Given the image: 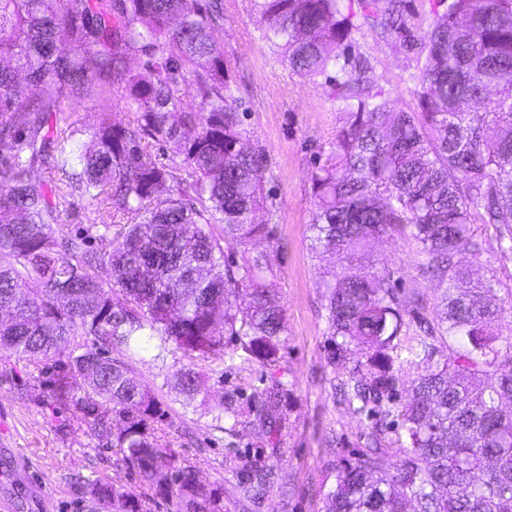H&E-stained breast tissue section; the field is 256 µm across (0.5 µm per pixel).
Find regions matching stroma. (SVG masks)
Masks as SVG:
<instances>
[{
    "label": "stroma",
    "instance_id": "obj_1",
    "mask_svg": "<svg viewBox=\"0 0 512 512\" xmlns=\"http://www.w3.org/2000/svg\"><path fill=\"white\" fill-rule=\"evenodd\" d=\"M224 28L219 38L231 81L236 86L242 128L252 146L263 149L267 171L265 189L277 202L275 213L258 211L255 221L267 225L268 237L249 242L229 241L224 253L235 260L264 255L269 266L265 285L284 310L285 332L279 359L272 366L257 363L233 370L223 385H212L208 406L187 400L166 385V376L180 369V353L165 362L152 361L140 351L126 359L133 376L143 382L165 412L162 442L179 459L195 465L202 481L221 486L224 512H251L242 499L234 470L235 449L260 461H270L264 435L237 427L235 435L216 427L223 387L257 386L274 380L291 390L283 412L287 425L280 437L278 471L287 491L271 487L263 512H323L324 494L336 480V464L367 444L371 421L340 403L326 361L330 338L319 262L310 251L309 224L313 197L310 175L329 150L342 119L325 77L305 79L292 73L280 49L263 37L266 22L253 0H223ZM355 54L365 57L364 77L382 88L403 111L417 101L409 76L416 54L377 38L369 25L353 34ZM477 235L486 250L470 269L471 280L495 273L502 293H512V262L499 263L492 227L479 224ZM376 258L398 273L404 293L420 294L419 316L434 320L432 282L417 246L408 236L394 235L371 244ZM48 397L31 367L0 350V512H89L77 484L94 475L121 477L139 492L137 477L126 474L119 449L89 435L80 418L51 420Z\"/></svg>",
    "mask_w": 512,
    "mask_h": 512
}]
</instances>
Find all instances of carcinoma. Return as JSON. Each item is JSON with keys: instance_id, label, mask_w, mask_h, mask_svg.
<instances>
[{"instance_id": "carcinoma-1", "label": "carcinoma", "mask_w": 512, "mask_h": 512, "mask_svg": "<svg viewBox=\"0 0 512 512\" xmlns=\"http://www.w3.org/2000/svg\"><path fill=\"white\" fill-rule=\"evenodd\" d=\"M378 2H254L266 40L295 74L326 77L344 114L310 176V249L359 264L358 274L323 272L327 363L343 372L344 401L371 418L373 432L371 447L336 465L325 512H512V415L503 413L512 407V346L498 347L505 300L494 275L466 287L483 254L472 225H493L497 260H512V0H433L437 19L416 40L401 0L384 10ZM360 18L417 50L418 111L396 109L355 78L347 49ZM223 20L221 0H0V349L53 360L51 373L39 371L52 415L70 412L90 433L113 436L123 467L152 491L138 496L99 476L84 482L93 509L112 500L123 512H151L162 499L176 512H223L220 489L194 466L173 455L161 463L164 412L112 351L144 340L163 361L180 350L187 364L174 387L202 396L203 407L209 389L195 363H209L222 384L237 358L278 359L284 313L265 288L266 260L234 264L222 245L267 235L254 214L276 208L264 193L266 159L241 128L217 38ZM143 51V72L127 71V55ZM181 90L200 98V111L181 110ZM116 93L134 109L126 125L112 122ZM85 98L99 108L86 141L62 127L66 102ZM160 142L182 158L190 182L152 158ZM38 169L46 177L33 178ZM168 183L176 194L162 198ZM75 195L106 219L68 231L61 207ZM118 217L112 250L88 254ZM396 231L417 242L441 307L438 322L405 343L416 299L368 250ZM287 392L278 381L224 391L228 431L259 429L277 453ZM388 434L404 443L391 473ZM237 474L255 503L276 477L274 465L244 458Z\"/></svg>"}]
</instances>
